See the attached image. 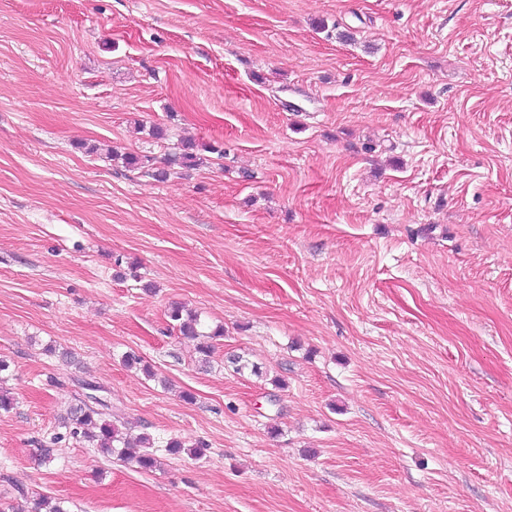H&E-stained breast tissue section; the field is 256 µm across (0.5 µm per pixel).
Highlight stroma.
I'll list each match as a JSON object with an SVG mask.
<instances>
[{
	"instance_id": "obj_1",
	"label": "stroma",
	"mask_w": 512,
	"mask_h": 512,
	"mask_svg": "<svg viewBox=\"0 0 512 512\" xmlns=\"http://www.w3.org/2000/svg\"><path fill=\"white\" fill-rule=\"evenodd\" d=\"M0 358V508L512 512V0H0ZM182 306H172L169 311V317L172 321L176 322L180 333L183 336L197 341V352L200 354L201 362L207 364L210 362L211 355L214 351L212 340L216 337L224 335V328L219 327L210 332H206L205 328L200 322L198 315L187 314L186 318L183 317ZM77 401L70 406L64 418L65 432L55 433L51 437V444L68 437L78 443L87 442L92 447L94 445L103 454L116 456L118 460L133 468L153 471L157 467V459L153 451H150L154 447V442L149 435H142L136 439L127 438L117 425L118 420H112V412H109V407L104 401Z\"/></svg>"
}]
</instances>
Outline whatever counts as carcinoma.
<instances>
[{
    "label": "carcinoma",
    "mask_w": 512,
    "mask_h": 512,
    "mask_svg": "<svg viewBox=\"0 0 512 512\" xmlns=\"http://www.w3.org/2000/svg\"><path fill=\"white\" fill-rule=\"evenodd\" d=\"M169 317L177 323L182 335L197 341V352L201 356V362L209 363L214 351L212 340L224 335V328L219 327L207 332L198 315H185L183 307L178 305L170 308ZM63 428L65 432L54 434L51 443L56 444L68 437L78 443L86 442L133 468L151 471L157 467V459L151 451L154 447L151 437H127L113 420L108 405L102 400L91 405L84 399L71 405L64 418Z\"/></svg>",
    "instance_id": "obj_1"
}]
</instances>
